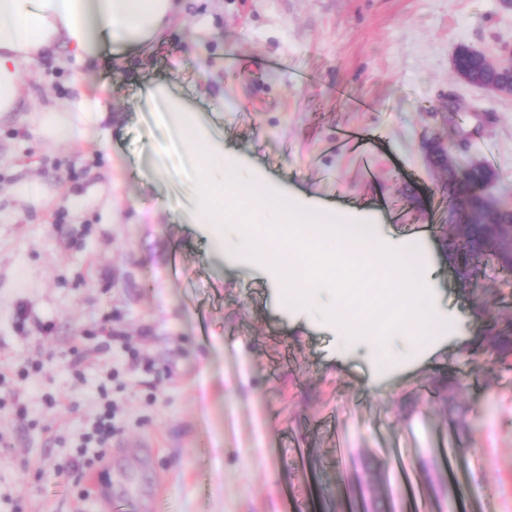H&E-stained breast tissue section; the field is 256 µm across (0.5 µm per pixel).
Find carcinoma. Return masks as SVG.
<instances>
[{"label": "carcinoma", "mask_w": 512, "mask_h": 512, "mask_svg": "<svg viewBox=\"0 0 512 512\" xmlns=\"http://www.w3.org/2000/svg\"><path fill=\"white\" fill-rule=\"evenodd\" d=\"M454 62L456 71L467 75L475 86L491 91L512 87L511 72L484 68L468 45L462 44L457 48ZM433 157L437 166L448 174L443 188V193L450 198L446 220L458 225L456 229H449L448 259L457 265L467 261L479 239L489 232L506 235L512 231V205L502 201L490 209L481 202L480 190L496 180V173L491 167L481 164L457 178L450 154L435 153ZM486 349L494 353L501 363H509L512 359L511 317H506L488 333Z\"/></svg>", "instance_id": "cac0c4a2"}]
</instances>
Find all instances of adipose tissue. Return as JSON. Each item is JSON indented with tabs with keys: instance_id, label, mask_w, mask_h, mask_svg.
I'll return each instance as SVG.
<instances>
[{
	"instance_id": "adipose-tissue-1",
	"label": "adipose tissue",
	"mask_w": 512,
	"mask_h": 512,
	"mask_svg": "<svg viewBox=\"0 0 512 512\" xmlns=\"http://www.w3.org/2000/svg\"><path fill=\"white\" fill-rule=\"evenodd\" d=\"M179 13L178 0H0V112L17 108L24 95L22 71L27 65L46 59L58 61L66 55L87 63L98 59L109 44L128 47L154 42ZM148 95L160 104L176 139L186 147L187 164L206 176L192 207V221L218 241L225 257H257L273 282L297 283L300 304L296 315L338 332L363 360L372 362L384 356L398 368L421 356L418 340L425 325L448 322L444 306L424 311L416 306L430 294L435 271L425 248L410 249L403 239L392 236L374 246L357 238L344 242V252L387 270L391 296L404 311V320L393 334L375 336L368 322L349 312L340 281L326 279L314 288L300 285L308 264L323 261L322 253L311 249V242L336 232L335 226L313 221L319 205L269 181L261 170L233 155L222 135L206 126L193 107L168 89L156 86ZM243 180L261 191L251 205L253 213L278 201L274 221L289 226L292 247L283 250L273 239L257 236L254 225L237 209L225 205V193L236 190Z\"/></svg>"
}]
</instances>
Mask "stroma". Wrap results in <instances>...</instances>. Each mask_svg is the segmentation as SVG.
Wrapping results in <instances>:
<instances>
[{"label":"stroma","mask_w":512,"mask_h":512,"mask_svg":"<svg viewBox=\"0 0 512 512\" xmlns=\"http://www.w3.org/2000/svg\"><path fill=\"white\" fill-rule=\"evenodd\" d=\"M462 44L512 45V12L184 0L155 43L91 69H25L20 111L0 113V512H282L286 498L291 512H405L417 496L437 512L448 483L462 512H512V367L483 344L512 299L494 260L456 279L431 213L444 174L422 147L440 139L461 167L492 160L494 192L512 197V95L456 78ZM298 70L315 83L295 85ZM77 82L108 111L58 146L38 110ZM157 83L291 192L426 246L433 296L457 317L436 350L372 393V367L293 317L257 264L214 255L186 220L203 176L176 175L182 148L145 97ZM345 128L369 136V168L337 151ZM108 325L126 344L106 342ZM77 350L94 358L76 370ZM31 359L42 372L19 377ZM107 371L120 430L78 475L61 463Z\"/></svg>","instance_id":"1"}]
</instances>
